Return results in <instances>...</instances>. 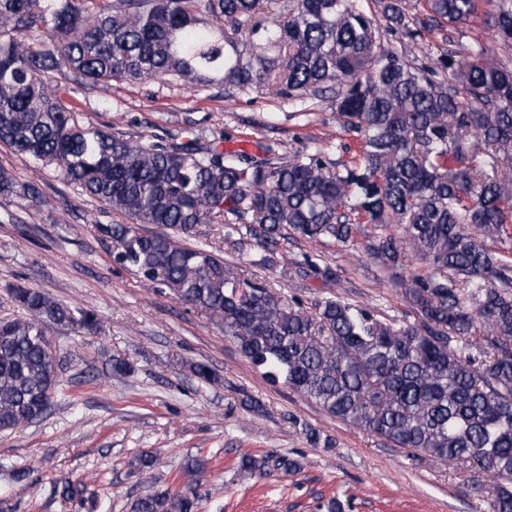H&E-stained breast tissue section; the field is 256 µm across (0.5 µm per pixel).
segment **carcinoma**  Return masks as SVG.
I'll use <instances>...</instances> for the list:
<instances>
[{
    "label": "carcinoma",
    "instance_id": "1",
    "mask_svg": "<svg viewBox=\"0 0 512 512\" xmlns=\"http://www.w3.org/2000/svg\"><path fill=\"white\" fill-rule=\"evenodd\" d=\"M424 2V29L479 18V0ZM378 3L408 29L402 0ZM484 23L512 44V0H498ZM64 70L103 86L169 76L290 100L330 93L360 154L336 163L317 148L278 164L197 137L133 143L63 107L55 75ZM0 143L131 220L96 225L115 263L215 319L272 381L414 461L486 475L491 512H512V259L473 234L512 241V67L489 45L413 66L384 44L360 0H0ZM0 197L46 203L1 165ZM199 224H222L271 253L296 237L353 247L369 226L365 249L415 322L387 323L338 296L308 311L176 240ZM412 259L429 273L407 281ZM12 296L27 316L0 321L1 432L51 406L61 364L46 325L101 326L94 311L37 289ZM238 468L290 475L304 464L243 454ZM183 474L185 489L148 491L131 512H199L195 466ZM56 493L96 509L81 483Z\"/></svg>",
    "mask_w": 512,
    "mask_h": 512
}]
</instances>
